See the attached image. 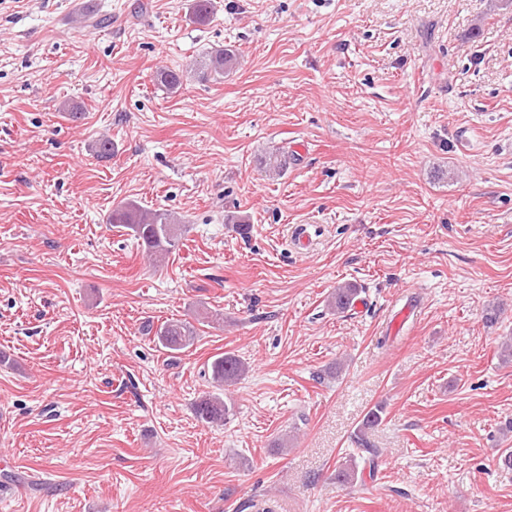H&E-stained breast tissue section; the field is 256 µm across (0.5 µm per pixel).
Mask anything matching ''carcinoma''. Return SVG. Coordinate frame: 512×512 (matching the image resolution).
<instances>
[{"instance_id": "1", "label": "carcinoma", "mask_w": 512, "mask_h": 512, "mask_svg": "<svg viewBox=\"0 0 512 512\" xmlns=\"http://www.w3.org/2000/svg\"><path fill=\"white\" fill-rule=\"evenodd\" d=\"M213 4L211 0H194L192 20L195 23L208 22ZM237 62L236 54L230 49H216L207 55L204 66L198 72L202 81L216 80L231 72ZM291 157L288 152L275 149L265 154L261 160L263 167L276 174L288 168ZM109 223L122 224L132 231L133 236L142 241L149 255L164 259L177 247L182 225L174 215L164 209H149L135 204H126L112 210ZM359 289L351 283L336 287L330 304L336 312L343 313L356 302ZM196 329L188 321H166L156 328L154 340L165 349L180 351L194 344ZM211 378L216 388L236 384L248 371V365L240 357L226 353L211 362ZM230 409L218 393L203 397L196 407L197 418L206 424H222L229 416ZM383 407L370 410L363 419L356 435L355 443L360 446L363 459L374 463L379 450L368 440V433L382 422Z\"/></svg>"}]
</instances>
